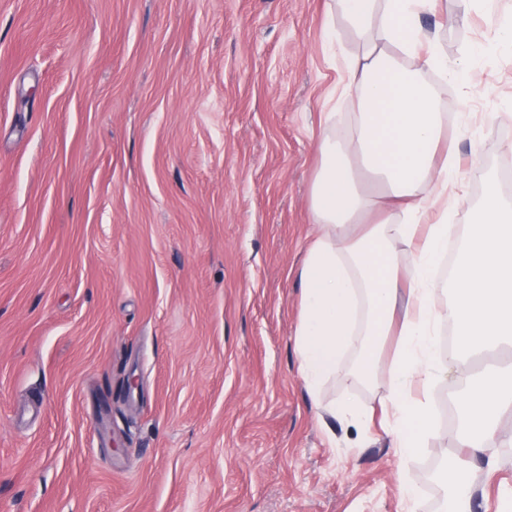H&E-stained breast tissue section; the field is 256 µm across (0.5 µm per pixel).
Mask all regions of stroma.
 <instances>
[{
    "mask_svg": "<svg viewBox=\"0 0 512 512\" xmlns=\"http://www.w3.org/2000/svg\"><path fill=\"white\" fill-rule=\"evenodd\" d=\"M326 0H0V512H442L455 378L424 453L379 425L388 381L306 391L297 269L338 53ZM450 61L493 20L438 0ZM467 212L511 158L512 49L440 86ZM135 386H128V379ZM474 467L497 512L512 447Z\"/></svg>",
    "mask_w": 512,
    "mask_h": 512,
    "instance_id": "1",
    "label": "stroma"
}]
</instances>
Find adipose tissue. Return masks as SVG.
Masks as SVG:
<instances>
[{"label":"adipose tissue","instance_id":"adipose-tissue-1","mask_svg":"<svg viewBox=\"0 0 512 512\" xmlns=\"http://www.w3.org/2000/svg\"><path fill=\"white\" fill-rule=\"evenodd\" d=\"M436 0H330L363 39L360 53L343 60V90L357 105L350 137L324 132L320 165L310 188L320 231L298 270L300 312L295 350L307 392L317 395L345 354L359 360L343 376L372 382L388 371L381 427L402 456L424 448L432 420L416 388L455 375L466 384L458 408L466 419L443 470L451 481L449 512H471L470 467L497 469L494 448L506 447L499 418L512 407V367L474 373L471 356L512 346V202L487 179L479 207L468 219L464 242L453 220L459 207L455 153L438 158L447 113L441 112L436 76L465 81L470 67L489 62L512 38V7L480 0L498 15L495 31L461 62H449L436 34L421 24ZM456 245L453 295L438 307L443 285L435 263ZM412 261L402 267L401 254ZM450 326L462 355L439 347ZM397 338L392 363L377 346Z\"/></svg>","mask_w":512,"mask_h":512}]
</instances>
